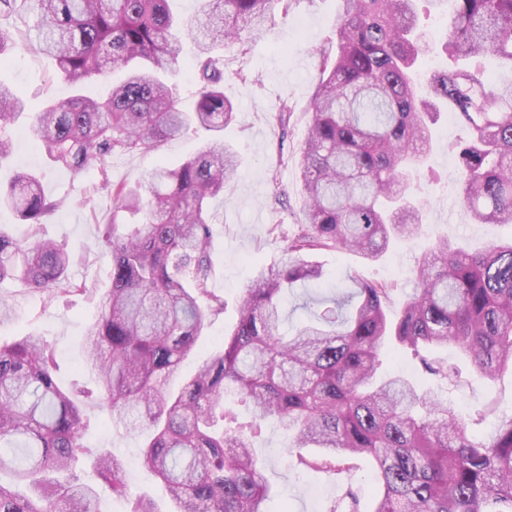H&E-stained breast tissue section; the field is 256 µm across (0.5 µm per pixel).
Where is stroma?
I'll use <instances>...</instances> for the list:
<instances>
[{
    "label": "stroma",
    "mask_w": 512,
    "mask_h": 512,
    "mask_svg": "<svg viewBox=\"0 0 512 512\" xmlns=\"http://www.w3.org/2000/svg\"><path fill=\"white\" fill-rule=\"evenodd\" d=\"M341 0H293L289 12L274 10L264 33L242 43L218 48L224 67V93L236 106L234 121L224 129V142L240 160L237 185L211 202L215 224L211 243L214 275L212 291L224 301V312L204 329L196 349L174 375L180 387L210 357L236 323L243 290L254 272V262L276 261L288 239L305 222L299 174L300 152L306 138L313 98L323 69V52H334L331 37L341 11ZM0 32L24 43V51L0 63V82L22 100L23 109L12 130V152L0 162V184L17 171L40 173L46 196L59 207L39 228L23 224L15 213L0 208V229L28 241L38 236L68 251L73 263L69 278L77 292L49 297L26 288L17 280L0 281V343L38 334L55 350L57 379L69 387L90 383L83 370L82 338L97 315L96 299L111 282V259L103 242L106 224L135 223V216L113 213L110 185L147 189L160 167L174 168L192 157L209 139V131L189 128L167 139L156 151L115 154L104 164L74 172L51 162L48 151L32 131L35 112L52 98L64 99L74 90L55 76L54 61L37 48V11L32 0L23 7L0 13ZM195 47L185 43L179 64L168 74L177 109L191 111L201 83L194 65ZM291 111L286 125L275 115L281 103ZM429 158L416 173L412 193L422 207L420 238L396 244L379 260L364 261L355 253L323 250L309 254L323 269L319 288L300 286L283 299L284 331L304 321L309 298L331 294L336 287H350L352 279L380 281L392 288L390 311H398L415 293L418 258L439 238L471 249L512 236L507 224H474L458 195V160L453 144L466 132L462 125L441 115L435 126ZM436 358L459 370V377L439 381L425 375L410 357L384 356L381 376L401 375L420 391L447 402L470 432L489 436L498 416L512 413V368L485 376L454 349L437 350ZM88 427L84 432L87 453L75 468L85 482L95 478L94 466L103 454L121 458L132 493L150 499L155 512H175L160 480L140 462L146 432L113 429L106 413L93 403H83ZM292 437L286 427L269 421L253 440V453L264 467L272 490L270 512H328L335 500L354 493L368 502L372 486L367 471L346 480L335 474L299 466L288 448Z\"/></svg>",
    "instance_id": "1"
}]
</instances>
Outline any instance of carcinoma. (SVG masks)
<instances>
[{
  "label": "carcinoma",
  "instance_id": "carcinoma-1",
  "mask_svg": "<svg viewBox=\"0 0 512 512\" xmlns=\"http://www.w3.org/2000/svg\"><path fill=\"white\" fill-rule=\"evenodd\" d=\"M446 1L448 65L420 93L421 0H342L336 55L324 59L301 149L306 222L277 263L256 268L234 329L177 392L171 378L210 317L224 312L209 288L208 200L235 186L238 160L215 139L179 167L158 169L145 197L112 186L113 211L143 218L106 236L111 285L85 336L86 365L109 421L147 430L143 462L176 512H268L271 488L251 448L270 419L293 432L289 452L307 467L350 475L356 460L369 463V507L353 497L349 512H512V415L478 437L407 380L377 378L386 346L441 378L448 369L432 355L448 345L484 375L512 367V237L479 253L436 241L418 262L415 295L394 315L390 289L361 280L320 299L292 336L279 333L283 293L323 276L302 252L347 249L374 261L417 237L421 207L407 176L443 112L468 132L457 145L463 207L476 224L512 225V80L483 69L488 57L512 68V0H436ZM275 2L289 0H201L179 26L170 0H35L40 50L64 81L77 88L116 69L125 77L103 101H49L34 134L54 163L77 171L116 153L151 152L191 125L223 131L235 107L212 52L260 35ZM188 38L203 86L194 111L181 112L162 74ZM21 109L0 84V161ZM2 205L32 225L59 207L32 172L0 188ZM70 263L52 241L23 245L0 231V280L68 293ZM231 393L251 403L249 420L226 409ZM84 428L76 395L57 382L51 345L39 335L0 344V474L10 475L0 481V512H99V487L127 500V512H153L130 494L114 455L96 462L94 486L61 476L85 452ZM306 448L320 452L306 456Z\"/></svg>",
  "mask_w": 512,
  "mask_h": 512
}]
</instances>
